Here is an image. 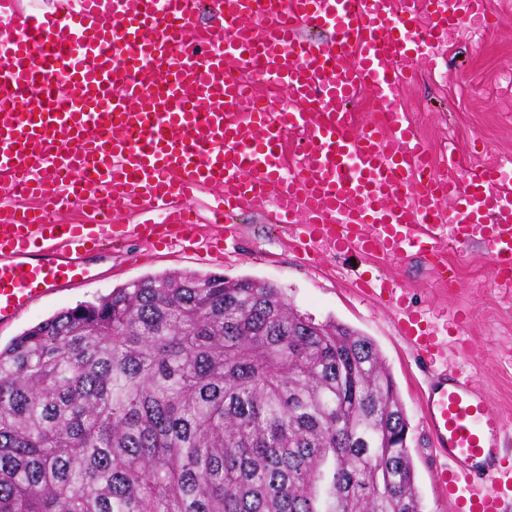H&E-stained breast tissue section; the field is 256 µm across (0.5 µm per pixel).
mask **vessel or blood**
Segmentation results:
<instances>
[{
	"label": "vessel or blood",
	"instance_id": "vessel-or-blood-1",
	"mask_svg": "<svg viewBox=\"0 0 512 512\" xmlns=\"http://www.w3.org/2000/svg\"><path fill=\"white\" fill-rule=\"evenodd\" d=\"M188 0H76L66 14L20 15L0 39V321L57 288L86 284L91 255L130 239L198 237L189 199L216 186L213 223L253 204L308 256L321 247L360 259H430L440 284L455 271L440 246L479 242L496 282L512 283L511 158L435 170L397 106L415 68L462 24L492 27L487 0H213L222 29L192 25ZM332 26L324 44L306 27ZM251 75L225 79L229 61ZM276 77L288 106L257 109L255 82ZM373 90L387 109L361 122L351 105ZM95 194L83 224L65 206ZM137 215L119 224L120 214ZM399 308V336L433 354L431 331ZM443 494L459 512H498L512 494L506 423L487 392L439 372L422 393Z\"/></svg>",
	"mask_w": 512,
	"mask_h": 512
}]
</instances>
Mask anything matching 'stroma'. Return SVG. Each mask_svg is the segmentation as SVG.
Returning a JSON list of instances; mask_svg holds the SVG:
<instances>
[{"instance_id":"stroma-1","label":"stroma","mask_w":512,"mask_h":512,"mask_svg":"<svg viewBox=\"0 0 512 512\" xmlns=\"http://www.w3.org/2000/svg\"><path fill=\"white\" fill-rule=\"evenodd\" d=\"M500 15L491 30L465 24L435 49L434 72L417 71L403 91L402 107L418 133L442 155L453 146L462 168L484 156H512V0H488ZM237 232L207 224L203 234L222 237L224 258L178 245L147 248L131 240L94 263L98 275L89 284L57 290L12 322L0 325V344H7L39 321L62 309L108 295L140 278L165 273L251 278L280 288L290 307L315 323H343L370 337L397 385L410 423L408 448L415 467L422 512H452L451 502L433 481L443 468L421 413V390L431 373L449 368L486 389L495 410L512 426V288L497 285L488 249L473 244L447 254L458 272L455 286L440 287L427 261L410 256L399 262L370 259L367 273L390 278L406 290V302L424 326L447 342L446 360L421 361L399 336L391 312L356 284L349 262L335 251L316 260L293 250L269 224L261 208L246 207L232 218ZM468 316L466 327L449 334L453 309Z\"/></svg>"}]
</instances>
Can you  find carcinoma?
Returning <instances> with one entry per match:
<instances>
[{
    "mask_svg": "<svg viewBox=\"0 0 512 512\" xmlns=\"http://www.w3.org/2000/svg\"><path fill=\"white\" fill-rule=\"evenodd\" d=\"M406 427L371 338L146 276L0 347V512H421Z\"/></svg>",
    "mask_w": 512,
    "mask_h": 512,
    "instance_id": "cac0c4a2",
    "label": "carcinoma"
}]
</instances>
